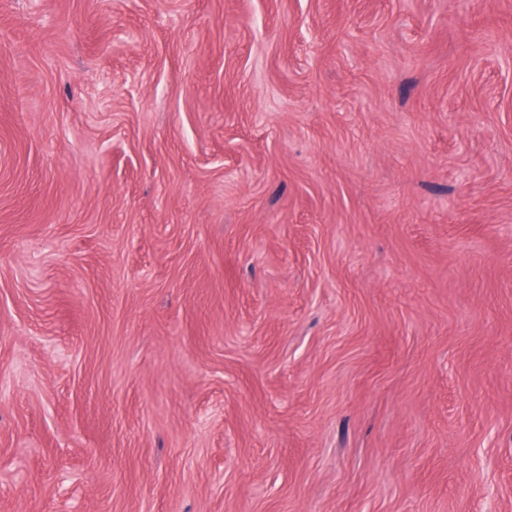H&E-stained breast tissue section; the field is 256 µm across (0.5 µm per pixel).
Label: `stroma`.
Segmentation results:
<instances>
[{"label":"stroma","instance_id":"obj_1","mask_svg":"<svg viewBox=\"0 0 512 512\" xmlns=\"http://www.w3.org/2000/svg\"><path fill=\"white\" fill-rule=\"evenodd\" d=\"M0 0V512H512V0Z\"/></svg>","mask_w":512,"mask_h":512}]
</instances>
